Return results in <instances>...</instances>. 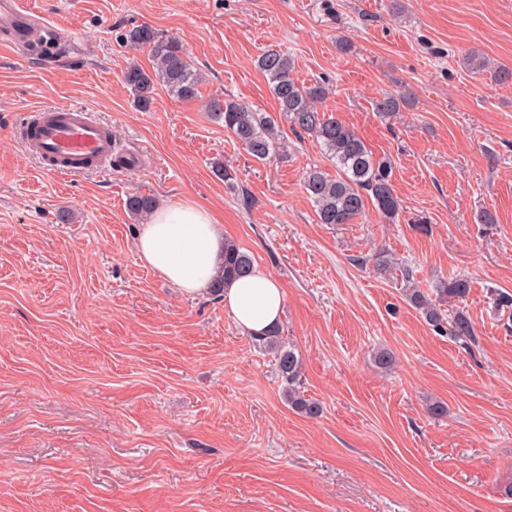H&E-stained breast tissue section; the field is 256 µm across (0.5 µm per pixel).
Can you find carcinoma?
<instances>
[{"label": "carcinoma", "instance_id": "obj_1", "mask_svg": "<svg viewBox=\"0 0 512 512\" xmlns=\"http://www.w3.org/2000/svg\"><path fill=\"white\" fill-rule=\"evenodd\" d=\"M120 40L131 48L150 50L152 68L145 69L134 63L126 67L122 79L130 87L137 105L150 107L157 86L179 100L199 98L202 83L200 71L186 57L180 40L164 36L147 23L133 25L124 30ZM467 67L474 72L490 71L497 82L512 81V68L505 65L489 68L486 58L473 51L465 58ZM258 68L267 76L278 115L260 112L249 104L225 98H213L205 103L211 117L224 124V131L242 144L257 161H265L284 149L280 121L289 124L299 137L307 135L325 152L336 167L330 175L321 167L306 172L304 188L312 201L319 223L351 224L372 206L379 216L393 221L402 209V203L392 186V164L385 156L377 157L366 147L360 137L335 117L318 109L317 104L326 98L329 86L323 81L310 84L298 82L293 75L290 56L280 50L270 49L257 61ZM407 98L387 94L376 100L379 112H397ZM156 208L155 197L135 193L129 197L128 210L135 218H146ZM253 267L251 256L230 240L224 241V263L210 285L218 294L224 283L233 280ZM401 279L409 284L407 299L419 311L426 323L441 336L451 335L463 341H476L473 323L461 308L448 313L445 305L463 302L470 292V281L464 277H449L438 281L435 297L415 286L414 269L399 266ZM281 327L256 341L273 350L277 357L278 371L286 382L285 399L288 405L307 417L320 414L319 405L305 398L301 391L300 358L293 346L280 341Z\"/></svg>", "mask_w": 512, "mask_h": 512}]
</instances>
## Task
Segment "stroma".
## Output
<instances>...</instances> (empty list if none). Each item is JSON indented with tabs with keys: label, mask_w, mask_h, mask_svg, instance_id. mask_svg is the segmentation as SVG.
<instances>
[{
	"label": "stroma",
	"mask_w": 512,
	"mask_h": 512,
	"mask_svg": "<svg viewBox=\"0 0 512 512\" xmlns=\"http://www.w3.org/2000/svg\"><path fill=\"white\" fill-rule=\"evenodd\" d=\"M27 5L62 26L63 58L0 54V512H512V311L492 296L512 293V83L462 60L512 67V0ZM141 23L181 40L199 99L160 88L135 106L122 73L151 57L119 35ZM270 48L298 81L326 79L325 113L392 159L396 221L319 223L303 177L328 161L312 138L284 130L286 156L259 162L205 112L218 97L277 113L256 66ZM386 94L411 101L377 112ZM59 105L94 112L137 163L46 173L14 127ZM137 192L204 205L281 282L318 417L288 406L274 352L222 298L144 266ZM379 250L427 292L470 279L475 342L435 334L369 262ZM465 63L467 67L474 72L480 73L488 70L490 76L497 82L505 83L512 81V68L506 65H500L489 70V63L486 58L476 51H472L467 55Z\"/></svg>",
	"instance_id": "35a3bbf8"
}]
</instances>
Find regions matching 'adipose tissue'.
I'll return each mask as SVG.
<instances>
[{"label":"adipose tissue","instance_id":"1","mask_svg":"<svg viewBox=\"0 0 512 512\" xmlns=\"http://www.w3.org/2000/svg\"><path fill=\"white\" fill-rule=\"evenodd\" d=\"M142 262L185 295L206 290L224 260V227L204 207L164 203L150 214L137 239ZM225 313L254 336L279 324L285 292L261 266L231 280L222 294Z\"/></svg>","mask_w":512,"mask_h":512}]
</instances>
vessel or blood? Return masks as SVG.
I'll list each match as a JSON object with an SVG mask.
<instances>
[{
	"instance_id": "1",
	"label": "vessel or blood",
	"mask_w": 512,
	"mask_h": 512,
	"mask_svg": "<svg viewBox=\"0 0 512 512\" xmlns=\"http://www.w3.org/2000/svg\"><path fill=\"white\" fill-rule=\"evenodd\" d=\"M56 28L38 27L25 0H0V51L40 52L56 41ZM21 138L44 171L68 177L89 170L108 171L116 151L110 125L79 106H53L25 115Z\"/></svg>"
}]
</instances>
